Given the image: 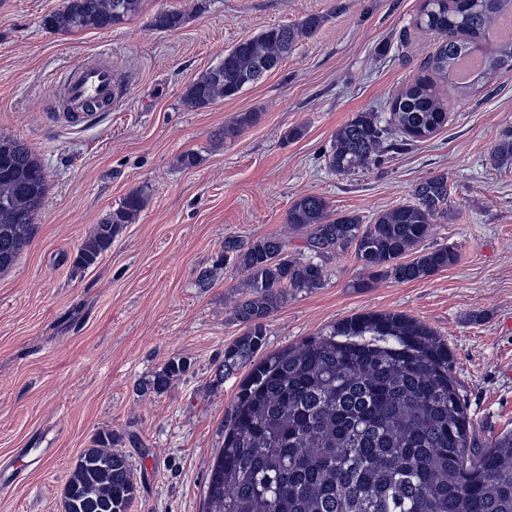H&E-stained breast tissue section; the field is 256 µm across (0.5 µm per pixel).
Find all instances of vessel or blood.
Here are the masks:
<instances>
[{
	"label": "vessel or blood",
	"instance_id": "vessel-or-blood-1",
	"mask_svg": "<svg viewBox=\"0 0 512 512\" xmlns=\"http://www.w3.org/2000/svg\"><path fill=\"white\" fill-rule=\"evenodd\" d=\"M112 67L100 58H88L74 67L62 82L63 111L70 123L85 120L84 105L90 100H110L114 93Z\"/></svg>",
	"mask_w": 512,
	"mask_h": 512
}]
</instances>
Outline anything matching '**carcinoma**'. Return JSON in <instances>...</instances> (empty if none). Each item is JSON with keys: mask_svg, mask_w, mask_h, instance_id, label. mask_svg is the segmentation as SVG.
<instances>
[{"mask_svg": "<svg viewBox=\"0 0 512 512\" xmlns=\"http://www.w3.org/2000/svg\"><path fill=\"white\" fill-rule=\"evenodd\" d=\"M142 9L143 0H63L42 26L55 33L106 30ZM511 17L512 0H424L416 26L439 36L424 62L429 75L394 96L391 121L357 112L337 127L325 153L328 169L352 174L436 132L447 115L437 82L469 93L492 72L512 69V39L498 32ZM185 21L183 11L169 9L154 15L150 26L174 31ZM324 22L325 16L310 15L236 43L186 85L183 106L197 110L237 96L276 70ZM477 50L485 64L460 78L459 61ZM257 119L256 112L242 113L224 136ZM46 191L37 156L21 141L0 136V272L29 245ZM411 196L365 224L357 214L332 212L324 196L309 193L292 202L285 223L310 229L318 256L353 248L368 271L358 288L379 278L416 281L455 264L458 254L442 246L405 260L448 211V177L420 181ZM146 201L141 190L127 194L78 249L75 268L94 266ZM224 261L245 275L250 289L233 310L243 333L224 349V372L248 362L252 368L224 425L206 512H512V431L478 439L451 352L430 327L401 313L359 314L255 363L266 345V321L288 289L322 287L325 268L312 258H288L286 240L276 235L227 238ZM188 368L183 357L168 361L150 389L166 392ZM112 445V434H100L77 457L63 489L64 512H129L137 483L127 457Z\"/></svg>", "mask_w": 512, "mask_h": 512, "instance_id": "1", "label": "carcinoma"}]
</instances>
